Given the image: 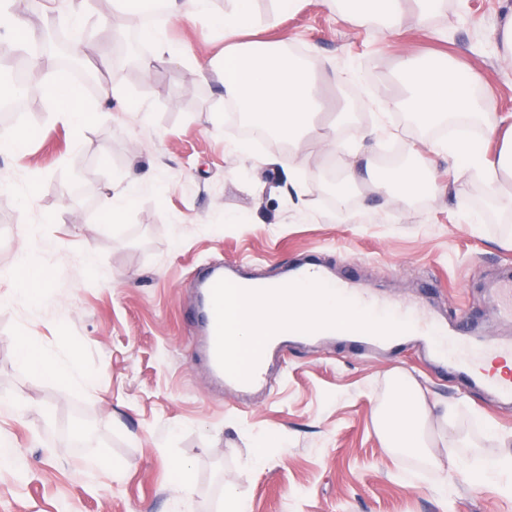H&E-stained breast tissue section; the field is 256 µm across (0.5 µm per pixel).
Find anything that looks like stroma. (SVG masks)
Returning <instances> with one entry per match:
<instances>
[{
	"label": "stroma",
	"mask_w": 512,
	"mask_h": 512,
	"mask_svg": "<svg viewBox=\"0 0 512 512\" xmlns=\"http://www.w3.org/2000/svg\"><path fill=\"white\" fill-rule=\"evenodd\" d=\"M502 0H447L427 35L406 17L393 36L313 5L259 28L256 39L283 43L295 56L315 51L354 77L317 81L321 124L336 123L343 143L381 132L356 148L350 172L353 221L328 204L321 180L344 178L341 157L315 149H274L240 135L224 92L195 68L157 61L124 81L140 112L101 106L82 131L54 121L35 96L16 129L29 134L23 156L0 155V271H9L25 229L49 261L42 300L0 303V439L20 470L0 476V512H225L233 489L247 512H512V442L485 440L481 423L512 430V408L492 406L415 350L393 356L352 353L339 339L292 343L272 361L267 383L245 400L214 386L200 347L197 273L209 264H243L269 278L311 258L355 279L375 296L427 302L448 320L468 319L488 335L512 337L493 316L490 290L512 271V220L493 206L489 186L454 179L448 158L426 148L421 130L381 101L398 89L408 55L448 56L488 105L487 123L512 114V67L497 50ZM168 38L207 59L224 35L199 23L159 20ZM420 167L434 191L403 207L373 194L388 157ZM303 170L310 190L288 194ZM138 178V201L108 222L112 183ZM33 187L22 206L19 192ZM94 253L93 264L82 258ZM51 359L76 363L78 385L22 363L21 342ZM402 371L429 405H449L453 424L434 437L431 463L415 468L385 448L376 411L389 376ZM500 460L501 474L476 484H444L435 463L448 451ZM188 464L191 498L176 493Z\"/></svg>",
	"instance_id": "stroma-1"
}]
</instances>
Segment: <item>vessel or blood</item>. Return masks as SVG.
<instances>
[{"label": "vessel or blood", "mask_w": 512, "mask_h": 512, "mask_svg": "<svg viewBox=\"0 0 512 512\" xmlns=\"http://www.w3.org/2000/svg\"><path fill=\"white\" fill-rule=\"evenodd\" d=\"M318 284L326 292L343 296L357 310L376 317L374 327H353L345 336L352 348L368 352L382 349L402 350L409 339H417L428 348L431 359L450 371L464 386L485 389L502 404L512 402V378H497L476 372L473 365L488 354L512 356V340H495L479 333L475 326L459 320L450 322L415 306H396L358 288L346 276H336L328 266L312 260L304 261L286 270L275 279L243 276L239 267L228 264L211 269L199 283L201 324L204 332L203 350L206 363L216 383L228 390L247 393L265 385L267 362L288 340L302 339L311 343L323 341L320 330L306 329L296 321L287 328L265 336L262 344L251 354V364L239 370L231 363L232 345L227 339L224 319V291L236 288L249 296L265 299L271 293L295 291L308 284ZM496 313L499 318L512 320V277L507 276L495 290Z\"/></svg>", "instance_id": "b4317fda"}]
</instances>
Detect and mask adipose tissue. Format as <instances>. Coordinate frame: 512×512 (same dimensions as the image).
Wrapping results in <instances>:
<instances>
[{"label": "adipose tissue", "instance_id": "1", "mask_svg": "<svg viewBox=\"0 0 512 512\" xmlns=\"http://www.w3.org/2000/svg\"><path fill=\"white\" fill-rule=\"evenodd\" d=\"M211 0H111L116 14L129 12L135 6H158L162 13L188 22L206 21L224 33V52L209 61H191L177 45L156 26L141 30L140 38L149 42L158 58L173 63H194L202 79H216L225 96L236 103L239 112L250 122L266 127L288 141L294 149H302L306 140H314L320 153L336 156L342 144L335 128L313 131L311 116L319 107L313 92L315 70L335 75L336 67L327 61L296 63L286 59L283 51L271 50L269 44L247 41L246 36L257 20L251 12L250 0H237L235 12L215 15ZM443 0H314L315 5L340 11L352 22H380L388 32H398L402 17L414 12L425 30L433 21ZM401 66L408 75L399 96L385 104L386 109L407 110L421 126H437L451 116H467L478 105L467 83L456 79L443 59H424L414 55L403 59ZM30 85L44 94L54 116L74 128L87 125L98 103L85 101L63 77L50 83L32 78ZM435 154L445 153L459 161V174L477 171L484 175L495 193L494 203L503 212L512 213V135L504 136L502 147L494 158L475 150L468 139H455L443 144L429 142ZM379 194L388 203H402L430 191L431 185L422 171L414 166L398 170L389 181L377 183ZM305 305L281 295L266 303L234 297L224 306V317L231 330V342L238 353H248L269 330L285 323L294 313L304 312ZM426 402L421 386L411 377L395 374L386 406L378 419L379 435L385 447L399 457L426 455L432 440L426 432Z\"/></svg>", "mask_w": 512, "mask_h": 512}]
</instances>
